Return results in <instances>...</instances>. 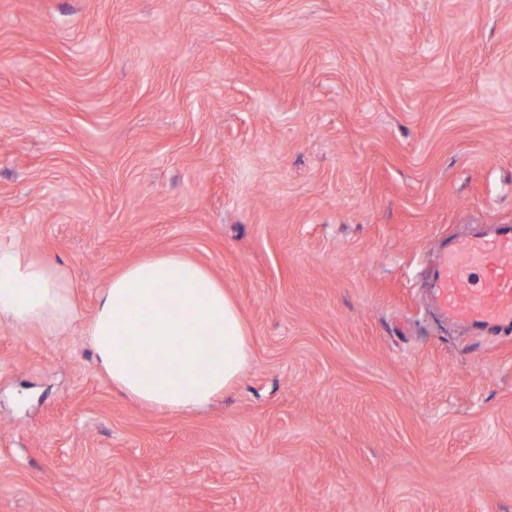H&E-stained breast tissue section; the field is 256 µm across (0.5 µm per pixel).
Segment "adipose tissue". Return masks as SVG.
Segmentation results:
<instances>
[{
  "mask_svg": "<svg viewBox=\"0 0 512 512\" xmlns=\"http://www.w3.org/2000/svg\"><path fill=\"white\" fill-rule=\"evenodd\" d=\"M69 271L0 244V324L58 335L75 315ZM84 335L113 387L168 413L207 407L231 390L250 358L249 328L223 281L180 254L129 264L102 290ZM204 348L215 356L200 360Z\"/></svg>",
  "mask_w": 512,
  "mask_h": 512,
  "instance_id": "adipose-tissue-1",
  "label": "adipose tissue"
}]
</instances>
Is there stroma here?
Listing matches in <instances>:
<instances>
[{
  "label": "stroma",
  "instance_id": "obj_1",
  "mask_svg": "<svg viewBox=\"0 0 512 512\" xmlns=\"http://www.w3.org/2000/svg\"><path fill=\"white\" fill-rule=\"evenodd\" d=\"M512 224V0H0V243L68 267L0 325V512H512V329L433 312L436 251ZM175 252L252 356L188 414L83 338Z\"/></svg>",
  "mask_w": 512,
  "mask_h": 512
}]
</instances>
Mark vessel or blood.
Instances as JSON below:
<instances>
[{"label":"vessel or blood","instance_id":"obj_1","mask_svg":"<svg viewBox=\"0 0 512 512\" xmlns=\"http://www.w3.org/2000/svg\"><path fill=\"white\" fill-rule=\"evenodd\" d=\"M429 291L443 318L477 330L512 326V226L459 238L441 250Z\"/></svg>","mask_w":512,"mask_h":512}]
</instances>
